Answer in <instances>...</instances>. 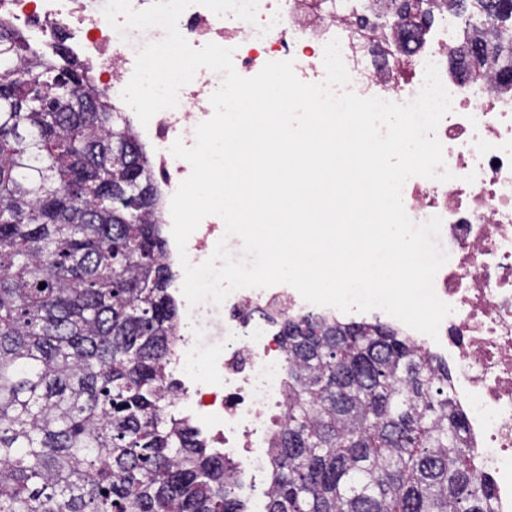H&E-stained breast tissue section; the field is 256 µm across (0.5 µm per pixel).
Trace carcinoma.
<instances>
[{"mask_svg": "<svg viewBox=\"0 0 512 512\" xmlns=\"http://www.w3.org/2000/svg\"><path fill=\"white\" fill-rule=\"evenodd\" d=\"M157 204L81 66L0 28V512H243L232 462L167 412L177 308ZM279 332L266 512H492L448 366L381 323Z\"/></svg>", "mask_w": 512, "mask_h": 512, "instance_id": "obj_1", "label": "carcinoma"}]
</instances>
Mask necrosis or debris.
I'll use <instances>...</instances> for the list:
<instances>
[{
	"mask_svg": "<svg viewBox=\"0 0 512 512\" xmlns=\"http://www.w3.org/2000/svg\"><path fill=\"white\" fill-rule=\"evenodd\" d=\"M104 0H0V25L40 53L64 48L92 83L122 112L150 161L161 198V221L171 227L170 200L191 168L170 151L175 140L195 142L196 126L213 114L210 97L221 74L200 69L175 108L142 125L121 93L136 53L163 38L161 28L119 33ZM178 29L193 48L213 42L234 50L244 77L270 61H292L305 82L324 79V47L339 39L349 90L362 97L405 103L416 97L427 63H434L452 96V110L436 135L452 180L411 178L403 189L408 216L442 220L448 262L434 280L453 311L430 338L401 321L393 326L434 361H446L449 390L466 419L465 437L494 483L495 512H512V79L485 65L479 79L456 76L448 62L462 32L491 46L500 31L483 0L459 10L455 0H258L255 23L189 6ZM164 263L181 309L174 353L166 364L172 411L194 424L217 455L233 462L244 512H264L270 490L273 421L288 399V358L278 323L288 316L328 320L338 309L307 303L287 285L232 292L222 305L189 307L184 269L174 239Z\"/></svg>",
	"mask_w": 512,
	"mask_h": 512,
	"instance_id": "4bbe7bcc",
	"label": "necrosis or debris"
}]
</instances>
